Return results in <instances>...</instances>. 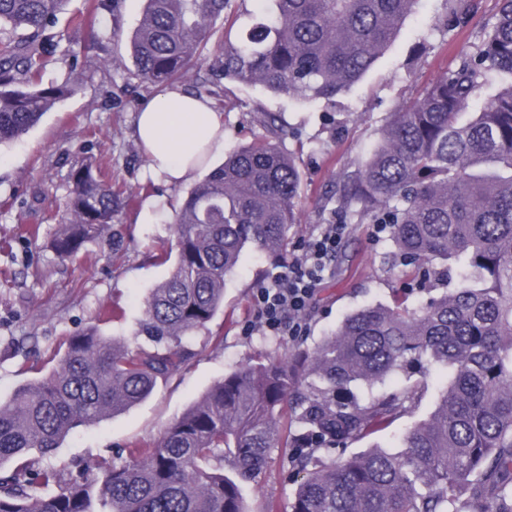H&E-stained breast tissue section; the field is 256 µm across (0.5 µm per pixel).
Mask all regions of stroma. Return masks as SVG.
Returning a JSON list of instances; mask_svg holds the SVG:
<instances>
[{
    "instance_id": "stroma-1",
    "label": "stroma",
    "mask_w": 512,
    "mask_h": 512,
    "mask_svg": "<svg viewBox=\"0 0 512 512\" xmlns=\"http://www.w3.org/2000/svg\"><path fill=\"white\" fill-rule=\"evenodd\" d=\"M144 7V0H119L116 13L100 12L99 42L69 28L66 15H59L44 79L76 81L80 90L20 139L0 147V238L12 240L11 250L0 251L2 400L38 372L52 370L58 348L89 326L132 349L146 342L138 334V321L146 297L169 274V266L157 257L174 244L175 210L191 185L172 186L151 174L133 135L138 106L154 92L135 76L129 52ZM496 12V0H478L468 26L447 31L439 26L444 0H418L394 44L336 109L221 81L224 105L218 115L226 151L267 137V114L289 130L282 146L295 158L302 192L298 222L288 229V257H301L322 225L338 223L339 173L370 155L390 113L454 67ZM88 156L103 157L113 185L133 200L117 214L108 234L64 262L44 241L68 221L64 178ZM390 249L389 236L379 225H347L297 340L260 327L253 294L278 260L245 251L226 279L223 312L192 336L193 356L183 368L125 412L73 430L52 453H31L33 466L53 468L65 482L80 463L93 469L124 464L134 445L157 442L210 385L242 365L282 355L300 341L315 346L347 314L364 306L389 304L401 295L411 307L424 305L432 289L407 291L409 270L384 262ZM447 380V371L438 365L422 374L392 375L382 392L405 391L423 381L427 390L421 401L388 429L348 443L347 453L375 445L400 451L403 434L429 417ZM302 477L287 449H274L268 468L241 486L248 512H265L270 504L276 512H288Z\"/></svg>"
}]
</instances>
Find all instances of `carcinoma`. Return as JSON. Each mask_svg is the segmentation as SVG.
<instances>
[{
	"label": "carcinoma",
	"instance_id": "cac0c4a2",
	"mask_svg": "<svg viewBox=\"0 0 512 512\" xmlns=\"http://www.w3.org/2000/svg\"><path fill=\"white\" fill-rule=\"evenodd\" d=\"M69 0H0V146L19 139L74 82L44 83L49 30ZM230 0H146L131 40L135 76L163 87L212 75L274 95L337 105L374 66L416 0H264L237 33ZM112 8L87 0L70 24L99 37ZM473 0H448L445 25L465 22ZM499 87L466 121L487 82ZM69 222L49 240L66 260L103 237L127 201L91 159L66 176ZM302 176L293 156L262 141L234 150L176 210L172 272L152 289L130 350L91 326L70 336L50 372L0 401V512H246L240 482L262 473L274 448L294 449L305 472L290 512H512V0H498L473 52L411 104L392 113L361 165L339 174L351 224L389 225V259L425 269L448 287L418 308H359L314 348L244 366L212 384L158 442L131 460L88 472L58 493V475L34 469L67 434L122 412L168 382L191 356L189 336L224 307V283L244 250L279 254L296 223ZM451 370L403 451L372 448L344 459L316 452L369 437L409 411L421 386L359 398L414 363ZM312 378L282 419L300 378ZM229 463L232 475L224 473Z\"/></svg>",
	"mask_w": 512,
	"mask_h": 512
}]
</instances>
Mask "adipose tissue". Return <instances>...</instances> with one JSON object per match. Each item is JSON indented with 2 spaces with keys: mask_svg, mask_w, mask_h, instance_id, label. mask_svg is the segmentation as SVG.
<instances>
[{
  "mask_svg": "<svg viewBox=\"0 0 512 512\" xmlns=\"http://www.w3.org/2000/svg\"><path fill=\"white\" fill-rule=\"evenodd\" d=\"M135 135L152 172L172 184L190 179L203 158L224 150V126L209 100L178 87L142 102Z\"/></svg>",
  "mask_w": 512,
  "mask_h": 512,
  "instance_id": "ef3b65f1",
  "label": "adipose tissue"
}]
</instances>
